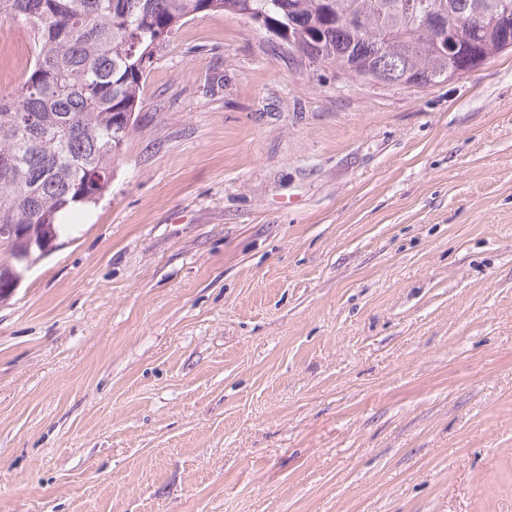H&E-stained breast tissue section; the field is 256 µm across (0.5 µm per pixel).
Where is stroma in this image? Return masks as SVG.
<instances>
[{
	"mask_svg": "<svg viewBox=\"0 0 512 512\" xmlns=\"http://www.w3.org/2000/svg\"><path fill=\"white\" fill-rule=\"evenodd\" d=\"M68 221L0 298V512H512L511 48L405 89L194 18Z\"/></svg>",
	"mask_w": 512,
	"mask_h": 512,
	"instance_id": "1",
	"label": "stroma"
}]
</instances>
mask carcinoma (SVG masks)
<instances>
[{"instance_id":"cac0c4a2","label":"carcinoma","mask_w":512,"mask_h":512,"mask_svg":"<svg viewBox=\"0 0 512 512\" xmlns=\"http://www.w3.org/2000/svg\"><path fill=\"white\" fill-rule=\"evenodd\" d=\"M0 0V20L23 23L33 61L0 94V225L32 228L49 241L60 217L96 204L135 130L141 88L156 50L188 20L222 12L287 33L292 53L368 81L405 78L406 87L448 81V68L472 71L512 48V26L497 20L512 0ZM356 18L360 27L347 24ZM458 41L453 58L436 45L428 19ZM21 269L16 242L0 236L3 274Z\"/></svg>"}]
</instances>
